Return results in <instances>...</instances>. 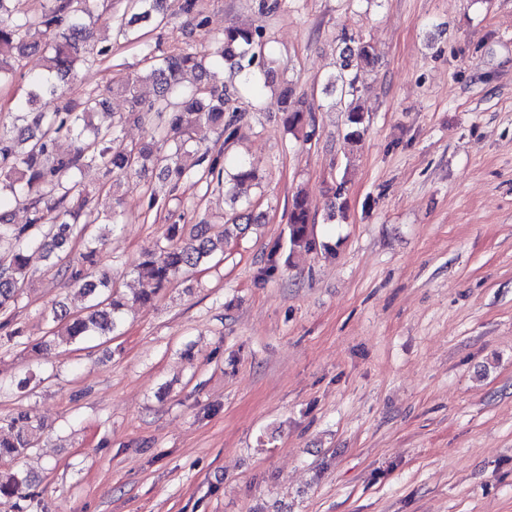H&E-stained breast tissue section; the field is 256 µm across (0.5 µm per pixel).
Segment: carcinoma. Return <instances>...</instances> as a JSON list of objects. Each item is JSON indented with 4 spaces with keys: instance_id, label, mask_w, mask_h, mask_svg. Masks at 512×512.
Masks as SVG:
<instances>
[{
    "instance_id": "cac0c4a2",
    "label": "carcinoma",
    "mask_w": 512,
    "mask_h": 512,
    "mask_svg": "<svg viewBox=\"0 0 512 512\" xmlns=\"http://www.w3.org/2000/svg\"><path fill=\"white\" fill-rule=\"evenodd\" d=\"M99 0H42L40 7L28 8L25 0H0V87L14 83L22 59L41 54L43 72L29 80L23 106L16 112L12 127H0V203L10 196L25 201L28 213L24 224L11 222L9 212L0 210V330L11 325L25 283L32 276L30 251L44 254L47 270L65 288L78 290L88 299L85 312L72 314L60 304L49 315L48 335L31 344L34 352L47 349L59 340L80 343L119 331L124 311L152 302L184 272L224 254V244L233 234L243 232L241 224H255L259 216L246 208L229 223L213 225L210 235L185 232L182 224L167 225L163 242L141 256L136 266L138 277L154 283L151 292H135L128 297L114 290L106 276H95L93 267L100 247L119 224L121 211L115 209L104 228L94 208V194L78 176L90 164L103 170L117 185L125 178L141 176L157 169L162 176L159 187L147 188L148 209L166 208L170 197L186 179L217 181L227 191L238 193L256 178V168L244 162L227 167L224 148H199L194 132L202 125L220 132L224 143L238 134V108L232 106L235 90L207 82L215 59L229 65L246 81L269 71L258 27L228 25L218 39L216 51L207 53L188 43L172 53L152 54L144 68L135 73H120L107 88L113 96L124 98L127 115L118 124L132 120L147 127L149 138L126 144L120 139L117 124L100 126L93 118L105 108L108 98L89 92L77 103L67 102L53 112L41 107V100L62 94L82 68L96 66L111 48L94 43L90 22L104 20L127 40H136L148 26L165 20V0H127L124 11L105 19L97 13ZM374 66L369 43L357 40L351 60L343 65L338 88L339 104L346 114L345 143L354 147L365 131V112L358 101L360 73ZM149 83L155 98L146 101L139 88ZM285 126L293 130L304 119L303 102H291V90L280 97ZM231 113L224 119L225 113ZM73 142L68 153L56 150L59 138ZM307 198L296 192L288 211L289 252L297 248L313 250V236ZM81 241L83 251L74 253L73 244ZM281 245L274 244L256 269L255 279L265 281L288 266ZM43 423L28 409H19L0 425V499L18 502L30 497L31 474L15 468L18 461L35 447Z\"/></svg>"
}]
</instances>
